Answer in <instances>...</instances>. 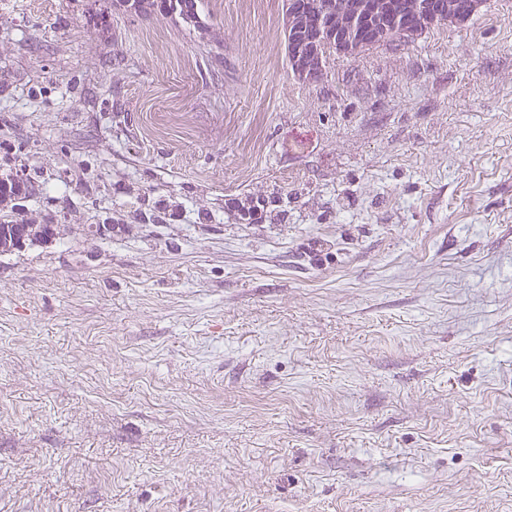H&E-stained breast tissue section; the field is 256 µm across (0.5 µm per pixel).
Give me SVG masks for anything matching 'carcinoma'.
<instances>
[{"mask_svg": "<svg viewBox=\"0 0 512 512\" xmlns=\"http://www.w3.org/2000/svg\"><path fill=\"white\" fill-rule=\"evenodd\" d=\"M97 38L112 41L115 0H76ZM172 13L187 19L183 28L193 31L192 22L208 24V38L199 40L215 47L219 33L205 13L203 0H154L151 17L165 22ZM285 40L291 68L300 78L315 81L322 74L327 50L336 41L358 51L372 35L386 42L395 36L419 35L425 19L433 15L426 0H289ZM51 165L32 162L27 142L0 144V258H9L26 249H48L74 229L79 221L68 202L49 213L32 206L34 184L53 179ZM142 220L136 212H116L97 224H84L82 235L95 236L112 230L130 232Z\"/></svg>", "mask_w": 512, "mask_h": 512, "instance_id": "cac0c4a2", "label": "carcinoma"}]
</instances>
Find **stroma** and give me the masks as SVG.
Here are the masks:
<instances>
[{
    "label": "stroma",
    "mask_w": 512,
    "mask_h": 512,
    "mask_svg": "<svg viewBox=\"0 0 512 512\" xmlns=\"http://www.w3.org/2000/svg\"><path fill=\"white\" fill-rule=\"evenodd\" d=\"M286 8L206 0L214 60L8 0L0 142L70 173L38 206L184 209L0 259V512H512V0L311 83Z\"/></svg>",
    "instance_id": "obj_1"
}]
</instances>
